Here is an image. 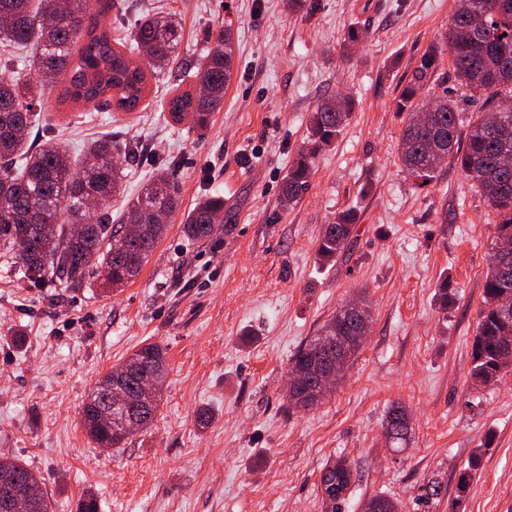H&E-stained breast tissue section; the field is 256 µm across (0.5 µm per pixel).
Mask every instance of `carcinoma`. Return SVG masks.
I'll return each mask as SVG.
<instances>
[{
	"mask_svg": "<svg viewBox=\"0 0 512 512\" xmlns=\"http://www.w3.org/2000/svg\"><path fill=\"white\" fill-rule=\"evenodd\" d=\"M109 9V0H0V42L30 45L41 57L36 60L38 79L20 75L0 77V243L6 252L17 249L28 224H52L55 231L27 240L26 254L19 255L28 278L35 284L57 280L69 287L82 283L92 268L102 272L109 289L122 288L141 272L149 255L166 230L179 206L178 186L170 167L157 170L140 191L126 200L118 223L109 211L100 212L87 223L85 199L99 194L110 200L123 191L125 177L121 152L110 140L86 145L81 159L73 163L66 147L49 139L27 140L37 120L34 108L43 105L45 88L62 84L63 100L91 103L97 108L113 106L134 112L141 106L148 88V75H157L175 60L180 42V23L175 16L140 18L135 28L123 35L100 26L98 16ZM215 47L203 57L195 74V92H184L168 101L170 116L179 122L193 117V127L204 131L212 113L221 110L224 94L233 76L234 48L229 32L219 28ZM148 48V68L130 58L135 50ZM450 55L457 85L445 86L437 75L445 55ZM439 83L442 91L434 97L429 122L419 123L423 111V90ZM485 97V108L477 113L467 132L460 129L458 99L467 92ZM512 98V0H458L448 28L420 56L412 77L402 89L396 107L406 113L401 138V162L416 184L425 186L436 177L443 153L472 180L497 214V239L512 238V166L502 163L512 155V111H501V99ZM355 101L336 93L325 97L311 113L306 142L284 177L279 199L281 207L296 205L309 186L317 156L329 147L345 128ZM466 137L465 148L458 147ZM224 214V198L207 196L190 209L183 222L184 234L201 241L212 234L213 221ZM356 215L343 211L323 226L317 253L328 264L345 250L354 229ZM88 224L81 238L72 235L70 225ZM128 224H150L142 237L129 238ZM456 289L448 280L440 282L436 297L441 309L454 301ZM471 347V379L480 386H494L501 374L512 367L502 361L499 345L512 336V258L507 264L494 255L483 286V307L479 313ZM358 324L336 309L293 355L290 363L307 370L305 380L288 393V402L308 409L317 398L309 392L319 389L315 372L336 350L353 358L365 339ZM167 373L166 351L156 343L145 344L122 364L115 366L94 387L83 407V424L101 448H118L126 436L115 423L101 421L98 408L106 405L105 385L109 378L124 382L128 394H141L142 383L154 377L163 383ZM161 387H156L149 408L141 414L138 428H148L158 411ZM408 414L394 405L385 417L383 430L392 443H402L408 432ZM476 449L457 479V498H464L480 469L483 455L491 447ZM0 466L17 482L37 480L22 462L0 458ZM352 464L344 459L323 469L321 489L331 503L351 486Z\"/></svg>",
	"mask_w": 512,
	"mask_h": 512,
	"instance_id": "cac0c4a2",
	"label": "carcinoma"
}]
</instances>
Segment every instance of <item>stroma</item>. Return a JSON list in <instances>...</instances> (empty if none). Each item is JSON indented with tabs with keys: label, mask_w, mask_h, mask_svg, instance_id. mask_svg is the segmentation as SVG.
I'll return each mask as SVG.
<instances>
[{
	"label": "stroma",
	"mask_w": 512,
	"mask_h": 512,
	"mask_svg": "<svg viewBox=\"0 0 512 512\" xmlns=\"http://www.w3.org/2000/svg\"><path fill=\"white\" fill-rule=\"evenodd\" d=\"M456 0H112L107 28L158 12L181 23L177 59L150 83L135 112L60 103L46 87L33 130L79 154L109 136L132 152L123 197L164 163L175 165L179 209L139 276L104 290L31 286L15 253L0 247V457L40 481L52 512H362L382 493L402 512H512V371L498 385L470 378L471 344L491 263L496 215L453 162L419 187L404 173L405 116L395 99ZM365 37L345 51L348 27ZM228 29L233 78L205 132L173 122L172 87ZM357 102L335 144L318 157L299 203L281 210L288 168L322 97ZM224 199L207 240L182 232L181 214L206 196ZM357 215L344 253L322 264L321 228ZM458 294L440 310L435 291ZM372 304L371 332L345 379L309 410L289 407L294 352L350 296ZM145 343L167 351L168 373L152 428L101 449L81 421L99 379ZM409 413L405 445L382 422ZM210 422L201 425L200 412ZM470 493L456 480L486 436ZM349 460L356 478L330 506L320 477ZM439 483V496L425 494Z\"/></svg>",
	"instance_id": "35a3bbf8"
}]
</instances>
